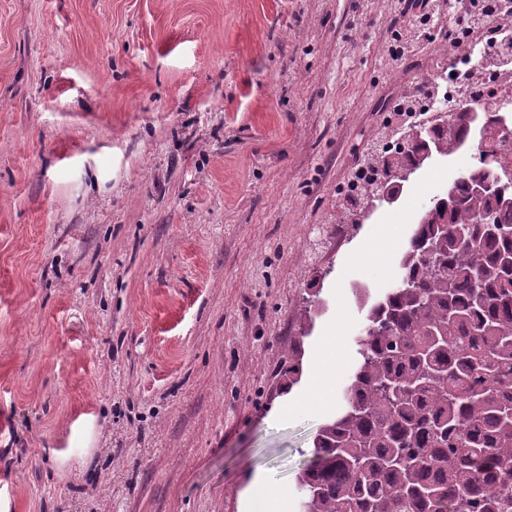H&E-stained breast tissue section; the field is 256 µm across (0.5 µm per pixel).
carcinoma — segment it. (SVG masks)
Listing matches in <instances>:
<instances>
[{
	"label": "carcinoma",
	"instance_id": "obj_1",
	"mask_svg": "<svg viewBox=\"0 0 512 512\" xmlns=\"http://www.w3.org/2000/svg\"><path fill=\"white\" fill-rule=\"evenodd\" d=\"M470 111L428 130L452 155L477 136ZM427 162H384L387 184ZM395 285L366 308L340 413L298 477L299 512H512V203L471 175L422 206ZM291 347L280 375L298 381Z\"/></svg>",
	"mask_w": 512,
	"mask_h": 512
}]
</instances>
